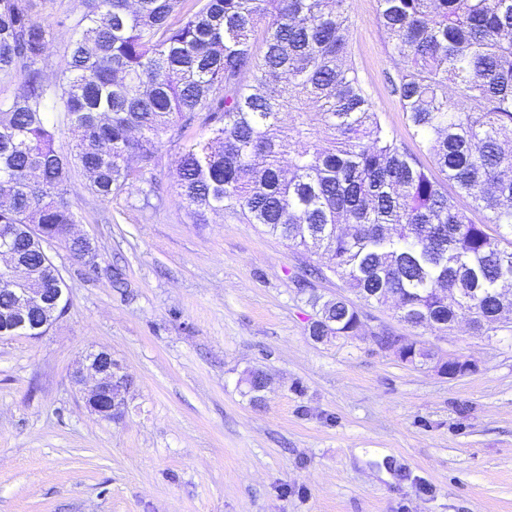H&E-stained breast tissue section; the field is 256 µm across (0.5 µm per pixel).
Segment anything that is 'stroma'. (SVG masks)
<instances>
[{
  "mask_svg": "<svg viewBox=\"0 0 512 512\" xmlns=\"http://www.w3.org/2000/svg\"><path fill=\"white\" fill-rule=\"evenodd\" d=\"M376 8L349 0V57L415 153ZM183 144L164 136L147 175L156 207L69 183L97 266L50 246L66 313L41 338L0 339V512H512V334L414 328L371 304L368 329L431 360L314 341L296 281L320 256L229 210L192 223L171 189ZM90 348L132 380L122 419L92 415L72 383ZM446 356L475 369L448 377ZM255 369L270 379L258 400Z\"/></svg>",
  "mask_w": 512,
  "mask_h": 512,
  "instance_id": "obj_1",
  "label": "stroma"
}]
</instances>
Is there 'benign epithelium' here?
Masks as SVG:
<instances>
[{
	"instance_id": "7a95c632",
	"label": "benign epithelium",
	"mask_w": 512,
	"mask_h": 512,
	"mask_svg": "<svg viewBox=\"0 0 512 512\" xmlns=\"http://www.w3.org/2000/svg\"><path fill=\"white\" fill-rule=\"evenodd\" d=\"M67 303L65 288L57 289L52 298L47 297L43 288H15L11 307L0 311V333L11 335L22 331L31 338H38L58 319L60 310ZM438 369L444 375L457 377L473 371L474 366L450 356L438 360ZM89 378L94 379L95 384L84 393L86 408L104 420L112 419L113 414L125 408L128 377L122 373L120 364L112 359V353L90 349L72 374L73 383L80 390Z\"/></svg>"
}]
</instances>
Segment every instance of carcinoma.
I'll return each instance as SVG.
<instances>
[{
    "label": "carcinoma",
    "instance_id": "cac0c4a2",
    "mask_svg": "<svg viewBox=\"0 0 512 512\" xmlns=\"http://www.w3.org/2000/svg\"><path fill=\"white\" fill-rule=\"evenodd\" d=\"M37 6L0 0V76L24 84L0 102V244L14 260L0 266V307L16 264L32 288L66 287L44 244L83 258L69 238L74 170L101 199L131 190L163 136L203 112L173 180L195 223L233 210L322 250L349 291L399 299L413 327L512 333V0H378L393 91L442 181L347 65V0H81L53 81L42 64L54 27ZM299 292L316 312L309 336L360 335L358 307Z\"/></svg>",
    "mask_w": 512,
    "mask_h": 512
}]
</instances>
